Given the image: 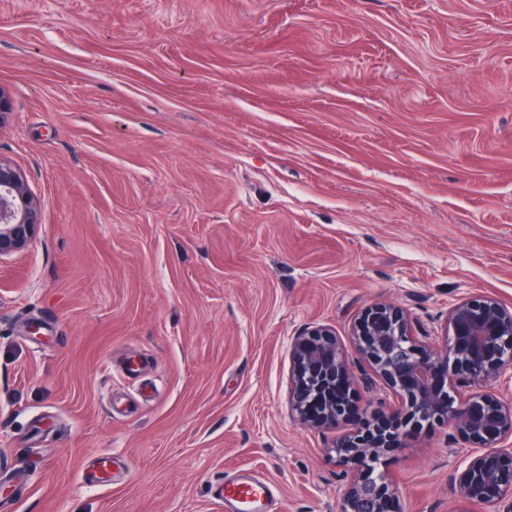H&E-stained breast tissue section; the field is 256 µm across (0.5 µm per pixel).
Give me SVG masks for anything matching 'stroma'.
Here are the masks:
<instances>
[{
	"label": "stroma",
	"instance_id": "obj_1",
	"mask_svg": "<svg viewBox=\"0 0 512 512\" xmlns=\"http://www.w3.org/2000/svg\"><path fill=\"white\" fill-rule=\"evenodd\" d=\"M0 92L42 201L0 264L11 512H224L246 468L336 512L292 337L512 307V0H0ZM464 455L439 429L389 453L402 512H456Z\"/></svg>",
	"mask_w": 512,
	"mask_h": 512
}]
</instances>
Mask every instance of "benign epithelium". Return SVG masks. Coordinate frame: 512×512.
I'll return each instance as SVG.
<instances>
[{"label":"benign epithelium","instance_id":"1","mask_svg":"<svg viewBox=\"0 0 512 512\" xmlns=\"http://www.w3.org/2000/svg\"><path fill=\"white\" fill-rule=\"evenodd\" d=\"M42 203L20 170L0 157V263L22 255L41 221ZM360 368L328 324H316L291 339L288 410L303 426L334 429L344 421L355 385L381 383L390 393L387 411L374 408L372 433L358 428L336 436L331 450L344 480L338 512H401L400 490L376 466L397 446L386 421L419 430L441 427L462 448H480L452 478L461 507L507 503L512 512V396L493 383L512 371V309L489 295L462 298L448 309L444 344L436 347L404 310L375 303L351 324Z\"/></svg>","mask_w":512,"mask_h":512}]
</instances>
